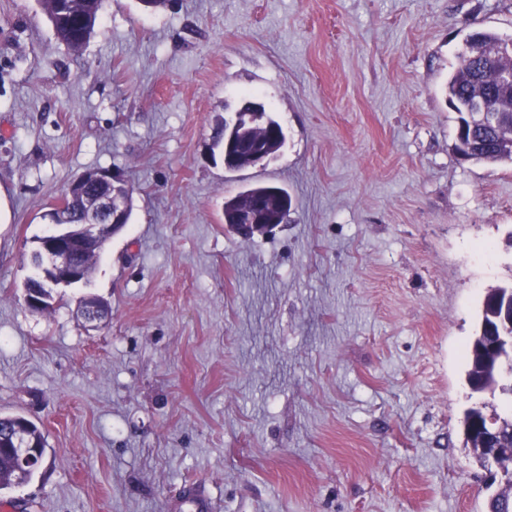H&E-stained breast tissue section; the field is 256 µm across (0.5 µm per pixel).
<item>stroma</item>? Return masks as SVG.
Segmentation results:
<instances>
[{"instance_id":"obj_1","label":"stroma","mask_w":512,"mask_h":512,"mask_svg":"<svg viewBox=\"0 0 512 512\" xmlns=\"http://www.w3.org/2000/svg\"><path fill=\"white\" fill-rule=\"evenodd\" d=\"M512 0H103L79 52L0 0V415L48 435L0 498L34 512H487L463 349L512 285V164L460 161L445 85ZM286 133L225 170L243 97ZM93 168L132 187L88 284L23 301L52 203ZM286 189L246 241L224 199ZM111 307L85 323L84 298Z\"/></svg>"}]
</instances>
